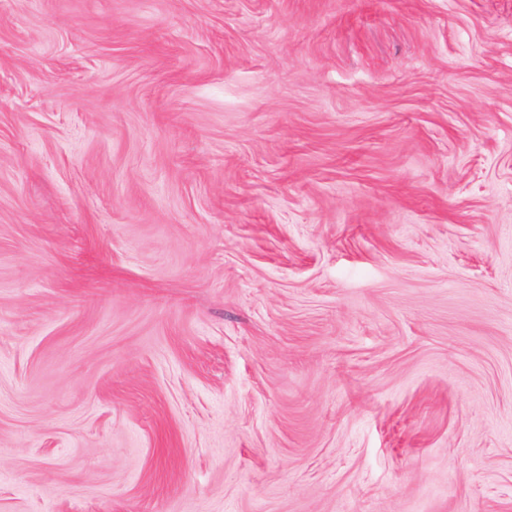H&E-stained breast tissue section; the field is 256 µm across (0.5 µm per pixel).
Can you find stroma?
Here are the masks:
<instances>
[{"label": "stroma", "instance_id": "1", "mask_svg": "<svg viewBox=\"0 0 512 512\" xmlns=\"http://www.w3.org/2000/svg\"><path fill=\"white\" fill-rule=\"evenodd\" d=\"M0 512H512V0H0Z\"/></svg>", "mask_w": 512, "mask_h": 512}]
</instances>
